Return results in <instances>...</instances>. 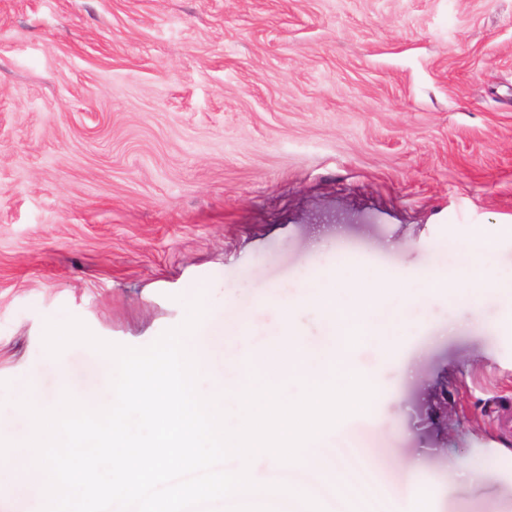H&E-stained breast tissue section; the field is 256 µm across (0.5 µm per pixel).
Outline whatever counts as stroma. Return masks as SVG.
I'll return each mask as SVG.
<instances>
[{
    "instance_id": "35a3bbf8",
    "label": "stroma",
    "mask_w": 512,
    "mask_h": 512,
    "mask_svg": "<svg viewBox=\"0 0 512 512\" xmlns=\"http://www.w3.org/2000/svg\"><path fill=\"white\" fill-rule=\"evenodd\" d=\"M512 0H0V392L105 390L100 353L44 358L46 321L144 347L195 282L248 361L338 245L376 277L492 238L493 290L429 297L353 363L382 391L359 424L431 512H512ZM270 295L274 304L258 306ZM412 366L401 376L398 363ZM478 469L460 475V466Z\"/></svg>"
}]
</instances>
